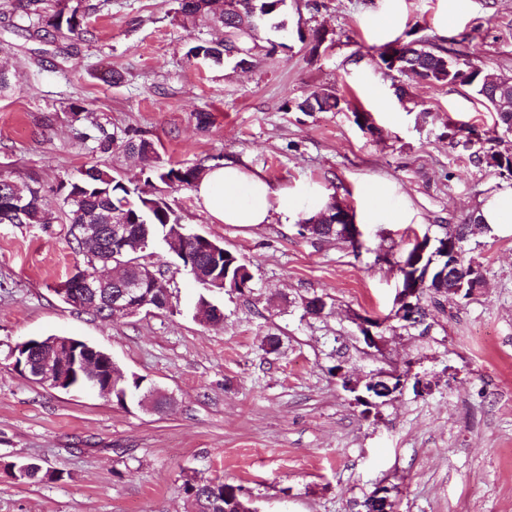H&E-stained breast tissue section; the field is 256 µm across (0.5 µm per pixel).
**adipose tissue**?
Returning <instances> with one entry per match:
<instances>
[{"instance_id":"1","label":"adipose tissue","mask_w":512,"mask_h":512,"mask_svg":"<svg viewBox=\"0 0 512 512\" xmlns=\"http://www.w3.org/2000/svg\"><path fill=\"white\" fill-rule=\"evenodd\" d=\"M198 204L219 224H291L305 208L320 209L325 193L306 184H274L234 163L207 167L194 186Z\"/></svg>"}]
</instances>
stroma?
I'll use <instances>...</instances> for the list:
<instances>
[{
    "label": "stroma",
    "instance_id": "35a3bbf8",
    "mask_svg": "<svg viewBox=\"0 0 512 512\" xmlns=\"http://www.w3.org/2000/svg\"><path fill=\"white\" fill-rule=\"evenodd\" d=\"M13 2L0 0V42L19 75L0 94V174L35 180L51 212L63 206L60 180L92 164L140 181L136 158L97 150L101 126L152 139L166 161H231L277 184L310 183L358 217L367 187L382 184L408 219L365 225L356 253L293 224H215L192 189L166 190L181 224L222 242L254 276L251 293L210 295L224 312L211 325L196 317L204 288L166 245L150 261L164 273L171 309L105 320L55 292L83 261L67 225L0 224V512H187V476L242 486L259 512H361L382 485L397 487V512H512V228L472 240L484 284L426 334L385 332L368 355L351 322L392 307L396 271L376 256L441 236L512 187L444 136L451 119L501 137L469 87L386 75L372 59L373 48L409 32L434 38L440 0H403L392 32L374 24L387 0H286V47L258 54L247 70L231 59L188 62L186 43L216 32L205 22L189 32L177 25L175 0H86L83 33L48 39L33 35ZM314 28L330 33L315 51L299 39ZM444 46L512 77V0H471ZM111 69L120 83L103 81ZM323 90L371 113L380 137L354 124L352 108L285 107ZM74 101L85 108L78 122ZM199 112L212 115L203 131ZM314 295L328 303L318 318L301 307ZM51 334L105 349L125 376L172 405L122 407L13 369L10 345ZM393 368L418 373L428 390L405 387L367 411L342 387V376L363 384ZM27 459L48 478L15 477L11 464Z\"/></svg>",
    "mask_w": 512,
    "mask_h": 512
}]
</instances>
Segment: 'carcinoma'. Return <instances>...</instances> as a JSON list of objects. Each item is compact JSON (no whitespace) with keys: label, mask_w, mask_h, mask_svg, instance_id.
Wrapping results in <instances>:
<instances>
[{"label":"carcinoma","mask_w":512,"mask_h":512,"mask_svg":"<svg viewBox=\"0 0 512 512\" xmlns=\"http://www.w3.org/2000/svg\"><path fill=\"white\" fill-rule=\"evenodd\" d=\"M175 17L179 25L189 31L199 18L208 16L213 25L224 32L217 40H197L188 47L186 57L204 59L219 63L226 57L237 59V66L244 68L254 64V49L259 39V32L265 27L276 31L285 29L282 22L276 21L285 0H177ZM14 9L27 15L37 17V32L42 37L55 35L78 36L83 33L89 7L84 0H16ZM399 66L424 78L430 85H464L468 86L487 105L495 106L493 93L496 86L488 81L489 74L482 67L457 56L448 55V50L426 39H412L403 43ZM341 98L331 91H315L303 101L294 104L300 112H332L340 109ZM448 145L455 146L461 142H472L477 136L474 129L446 124ZM95 136L97 149L103 153L117 150L136 154L144 162L143 186L130 188L123 179L98 166L80 170L79 175L63 181L59 192L63 196L65 209L64 223L70 225L73 250L83 254V265H94L91 255L81 246L80 224H108L112 217L133 224H144V234L148 242L165 234L166 225L180 223L179 216L166 202L158 185L167 188L192 187L200 178L203 169L198 166H182L165 162L157 154L154 142L148 138L119 137L98 128ZM470 162L479 167H489V160L497 161L499 175L512 177V145L497 139L488 147L481 146L469 155ZM21 195L28 200L26 210L17 213L8 206V199ZM337 197L330 196L324 207L300 220L298 233L317 239H336L349 246L354 243L346 236V225L334 223L337 217ZM57 217L47 211L41 204L40 188L10 177H0V224H53ZM486 229L480 220L472 216L463 224H456L445 233L448 239H457V250L461 255V264L455 274V280L448 282L445 288H420L419 300L422 302V317L436 320L438 315L446 313L448 300L452 299L451 289L458 286V281L465 276V271L474 261L467 257L468 245L472 236ZM410 270L407 275L413 281H422L424 277H434L438 268L445 262L436 245H431L420 254L417 247L411 246L401 254ZM246 268L239 257L228 253L216 275L226 277L232 282L236 277L253 280V276L238 274ZM183 486L196 488L189 497L192 512H249L252 506L250 498L240 486L226 484L219 480H203L188 477Z\"/></svg>","instance_id":"carcinoma-1"}]
</instances>
